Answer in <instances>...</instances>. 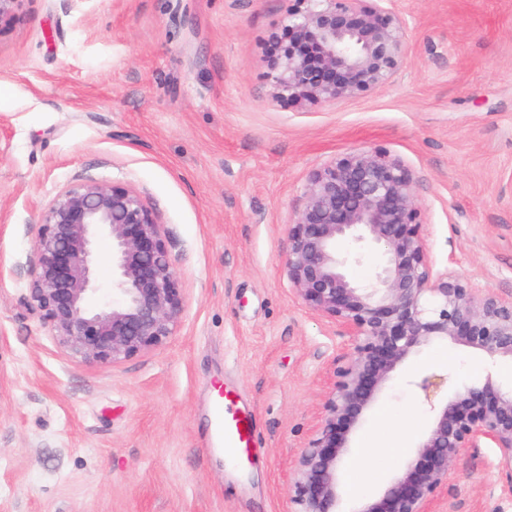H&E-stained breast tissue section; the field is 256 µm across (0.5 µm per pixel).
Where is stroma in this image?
<instances>
[{
  "label": "stroma",
  "mask_w": 512,
  "mask_h": 512,
  "mask_svg": "<svg viewBox=\"0 0 512 512\" xmlns=\"http://www.w3.org/2000/svg\"><path fill=\"white\" fill-rule=\"evenodd\" d=\"M291 0H22L0 30V512H290L342 328L284 273L318 165L381 148L416 174L434 272L512 294V0H390L408 23L389 86L336 103L271 96L269 36ZM135 191L163 224L185 296L166 343L120 365L70 360L27 301L53 199ZM452 387L512 369L421 350L358 436L413 449L431 417L413 375ZM257 418L251 460L211 452L214 385ZM434 512H512V474L465 448Z\"/></svg>",
  "instance_id": "35a3bbf8"
}]
</instances>
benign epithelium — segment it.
Instances as JSON below:
<instances>
[{"mask_svg":"<svg viewBox=\"0 0 512 512\" xmlns=\"http://www.w3.org/2000/svg\"><path fill=\"white\" fill-rule=\"evenodd\" d=\"M271 33L272 97L336 102L390 85L411 46L406 21L367 0H293ZM416 179L406 162L380 149L349 152L312 170L306 202L287 230L285 268L297 296L350 337L336 366L320 423L295 464L292 512H345L342 470L353 437L400 368L425 347L451 343L512 362V297L473 288L452 272L436 274L421 236ZM107 239L103 256L98 242ZM375 249L372 279L344 272L346 240ZM27 298L71 359L117 365L173 336L184 295L163 225L133 191L89 182L58 195L36 237ZM112 269V297L94 303L97 268ZM432 416L414 454L377 497L351 512H432L464 448L497 449L512 472V387L487 377L446 390L448 377L414 381Z\"/></svg>","mask_w":512,"mask_h":512,"instance_id":"benign-epithelium-1","label":"benign epithelium"}]
</instances>
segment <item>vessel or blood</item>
<instances>
[{"label": "vessel or blood", "mask_w": 512, "mask_h": 512, "mask_svg": "<svg viewBox=\"0 0 512 512\" xmlns=\"http://www.w3.org/2000/svg\"><path fill=\"white\" fill-rule=\"evenodd\" d=\"M210 430L225 454L247 457L255 443L256 418L239 408L231 390H218L211 405Z\"/></svg>", "instance_id": "vessel-or-blood-1"}]
</instances>
